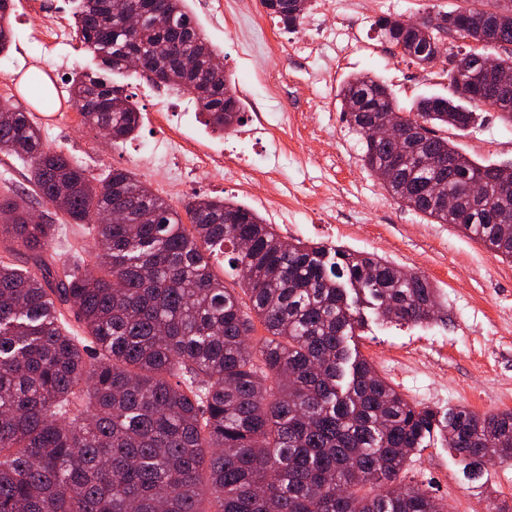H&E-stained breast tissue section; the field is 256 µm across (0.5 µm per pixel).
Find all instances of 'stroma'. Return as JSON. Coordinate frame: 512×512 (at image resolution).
<instances>
[{
  "mask_svg": "<svg viewBox=\"0 0 512 512\" xmlns=\"http://www.w3.org/2000/svg\"><path fill=\"white\" fill-rule=\"evenodd\" d=\"M199 2L189 0L188 7L232 75L244 118L262 112L271 125L270 135L240 149L253 161L263 153L278 152L288 194L274 203L265 201L269 184L259 168L248 172L239 189L225 187L220 175L163 182L147 169L143 159L164 134L158 109H188L182 131L210 158L223 157L225 139L207 126L205 114L198 104L188 102L186 91L137 73L107 75L100 58L79 39L52 54L42 53L33 43L34 32L73 27L74 0H14L12 43L0 54V98L24 102L33 110L47 148L69 155L96 176L114 167L132 171L175 210L197 197H226L251 207L266 223L293 225L294 237L308 244L374 254L424 275L438 291L440 320L398 324L368 307L364 327L348 341L350 349L417 406L442 412L465 407L480 415L511 411L512 262L385 191L364 167L360 136L344 120L338 97L342 85L358 74L382 80L403 108L425 96L452 97L444 61L418 66L381 36L374 21L383 14L414 20L450 12L462 0H334L333 12L310 8L301 25L288 32V40L345 33L349 48L339 54L329 48L293 52L283 70L275 57L250 53L244 32L216 23ZM49 69L62 77L78 72L110 76L132 95L142 114L137 135L115 146L86 127L77 109L36 108L24 89L25 79ZM438 133L478 163H512V124L492 108L477 109L467 129L442 127ZM30 208L55 225L48 251L57 261L77 256L87 270H94L93 225L67 223L52 204L36 196ZM485 468L487 479L470 481L456 453L434 437L414 452L402 480L441 499L448 512L512 506V463L490 461Z\"/></svg>",
  "mask_w": 512,
  "mask_h": 512,
  "instance_id": "stroma-1",
  "label": "stroma"
}]
</instances>
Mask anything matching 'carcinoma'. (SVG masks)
<instances>
[{
	"instance_id": "carcinoma-1",
	"label": "carcinoma",
	"mask_w": 512,
	"mask_h": 512,
	"mask_svg": "<svg viewBox=\"0 0 512 512\" xmlns=\"http://www.w3.org/2000/svg\"><path fill=\"white\" fill-rule=\"evenodd\" d=\"M0 0V52L11 41ZM143 0L80 6L76 31L111 71L141 63L165 85L195 93L212 131L243 121L242 103L187 0H161L174 26L163 29ZM286 28L302 16L296 0H260ZM509 7L493 0L494 40L512 45ZM139 16L131 28L125 19ZM432 38L467 23L464 8L437 15ZM374 25L410 56L424 37ZM159 44L165 56L152 55ZM512 68V53L475 51L450 69L479 92L488 69ZM29 92L45 107L54 95L33 74ZM69 96L84 125L123 143L141 114L130 96L85 74ZM343 115L364 129L393 107L409 142L364 140L362 161L385 172L383 187L405 206L452 224L512 261V164L482 165L436 127L466 129L474 112L451 98L400 107L379 79L359 74L339 91ZM29 164L34 192L70 224L99 223L96 271L60 267L44 256L55 225L29 217L26 200L0 195V236L31 252L33 268L0 259V512H447L437 498L397 483L408 456L432 430L464 461L473 480L484 460L512 461V412L444 415L409 402L347 338L360 305L395 322L435 319L436 289L373 255L281 237L254 210L229 198H196L172 209L129 170L95 177L70 156L45 148L30 113L0 100V151ZM485 179L484 204L470 194ZM451 196L455 206L441 207ZM243 284V302L213 271ZM73 314L83 335L63 327ZM266 332L248 341L254 321ZM375 485L376 495L357 488Z\"/></svg>"
}]
</instances>
